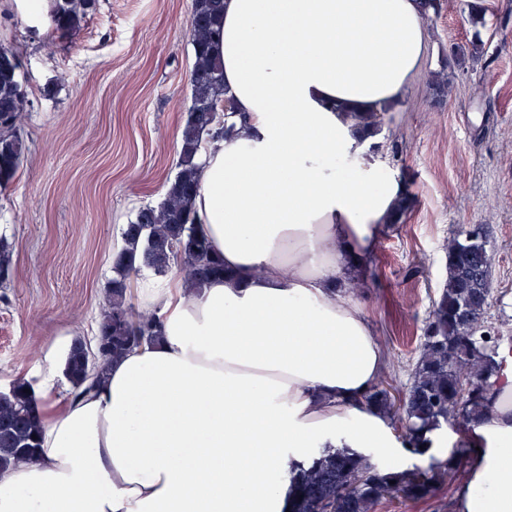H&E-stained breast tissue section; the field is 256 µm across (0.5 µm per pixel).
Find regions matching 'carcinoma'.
<instances>
[{
	"mask_svg": "<svg viewBox=\"0 0 512 512\" xmlns=\"http://www.w3.org/2000/svg\"><path fill=\"white\" fill-rule=\"evenodd\" d=\"M54 27L70 32L80 27L97 0H51ZM224 0H192L189 37L194 62L190 74L191 105L181 133L178 172L165 187L162 201L141 208L122 231L124 246L112 262L108 299L98 325L99 359L90 370L86 342L76 338L65 359L64 375L76 395L91 387L114 359L157 339L159 319L137 314L129 302L131 281L145 270L177 273L190 287L224 275V260L197 232L193 199L199 189L197 155L203 144L231 132L217 126L222 105L224 69L216 51ZM22 61L0 44V190L13 183L27 152L20 125L27 106L21 81ZM486 227L472 224L448 240L446 281L424 327L420 355L398 408L389 393L372 386L363 404L384 416L398 415L403 442L422 453L420 432L449 424L466 430L483 414L498 384L499 338L486 334L484 315L490 295V254ZM30 384L17 379L0 394V467L39 459L41 420ZM461 467L449 457L429 471L395 470L372 463L350 448H322L291 475L290 512H375L395 493L411 501L433 494L436 485Z\"/></svg>",
	"mask_w": 512,
	"mask_h": 512,
	"instance_id": "cac0c4a2",
	"label": "carcinoma"
}]
</instances>
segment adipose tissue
I'll return each instance as SVG.
<instances>
[{"mask_svg":"<svg viewBox=\"0 0 512 512\" xmlns=\"http://www.w3.org/2000/svg\"><path fill=\"white\" fill-rule=\"evenodd\" d=\"M427 0H224L218 54L235 135L202 149L197 228L226 273L145 282L161 336L86 395L34 387L38 462L0 470V512H286L317 448L403 461L361 403L385 364L343 288L403 189L359 156L353 108L398 101ZM357 155L355 172L341 164ZM460 512H512V370L469 432Z\"/></svg>","mask_w":512,"mask_h":512,"instance_id":"1","label":"adipose tissue"}]
</instances>
